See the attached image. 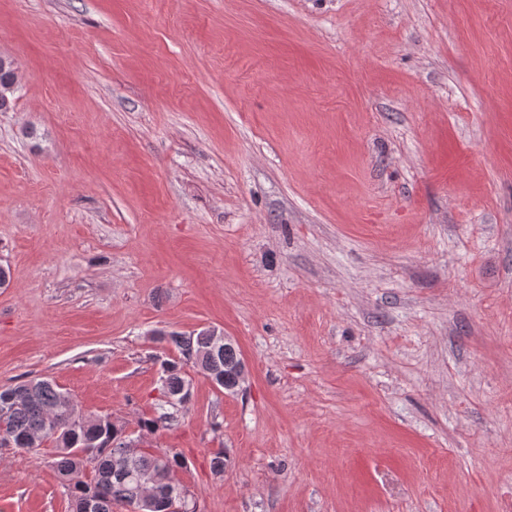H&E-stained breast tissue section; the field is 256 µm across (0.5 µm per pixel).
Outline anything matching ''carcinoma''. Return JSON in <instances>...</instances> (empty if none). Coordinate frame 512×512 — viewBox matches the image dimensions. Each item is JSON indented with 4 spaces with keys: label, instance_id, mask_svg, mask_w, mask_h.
I'll return each instance as SVG.
<instances>
[{
    "label": "carcinoma",
    "instance_id": "carcinoma-1",
    "mask_svg": "<svg viewBox=\"0 0 512 512\" xmlns=\"http://www.w3.org/2000/svg\"><path fill=\"white\" fill-rule=\"evenodd\" d=\"M19 88L18 69L0 65V112L12 109ZM165 340L179 357L161 361L164 396L183 403L190 395V381L184 366L190 364L217 381L225 392L233 393L241 354L234 343L211 355L212 335L205 328L197 332H166ZM71 397L48 378H32L14 386L0 388V442L27 452L49 442L55 448L52 466L65 488L71 512H86L93 501L94 512H125L150 502V512H163L165 491L176 480L177 472L187 468L178 452L154 453L129 448L132 435L109 416L83 417L74 413ZM174 421V413L139 421L143 431H152ZM92 478L84 479L86 472Z\"/></svg>",
    "mask_w": 512,
    "mask_h": 512
}]
</instances>
